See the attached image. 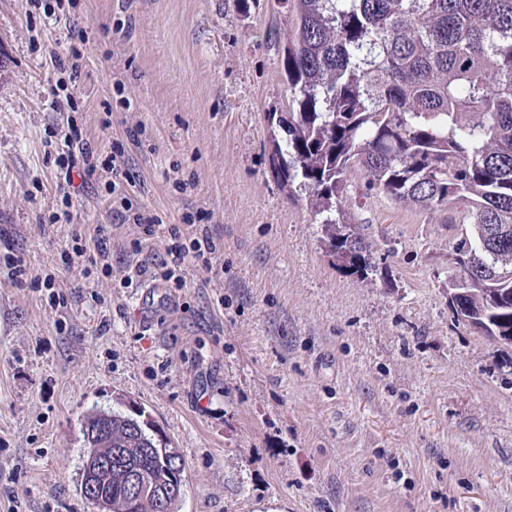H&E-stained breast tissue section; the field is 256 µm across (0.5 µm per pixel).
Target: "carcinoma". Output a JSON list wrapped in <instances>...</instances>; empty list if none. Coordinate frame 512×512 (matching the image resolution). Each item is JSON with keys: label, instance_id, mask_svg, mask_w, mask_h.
Wrapping results in <instances>:
<instances>
[{"label": "carcinoma", "instance_id": "1", "mask_svg": "<svg viewBox=\"0 0 512 512\" xmlns=\"http://www.w3.org/2000/svg\"><path fill=\"white\" fill-rule=\"evenodd\" d=\"M284 48L289 112L271 155L277 179L307 191L336 265L366 275L371 245L336 216L353 169L392 199L445 210L470 204L471 235L451 282L454 318L512 345V0H289ZM136 415H109L112 470L97 497L119 512L126 469L184 483L181 458Z\"/></svg>", "mask_w": 512, "mask_h": 512}]
</instances>
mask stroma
Here are the masks:
<instances>
[{"instance_id": "35a3bbf8", "label": "stroma", "mask_w": 512, "mask_h": 512, "mask_svg": "<svg viewBox=\"0 0 512 512\" xmlns=\"http://www.w3.org/2000/svg\"><path fill=\"white\" fill-rule=\"evenodd\" d=\"M54 4L0 0V512H97L81 423L133 408L185 462L176 512H512V346L448 306L467 202L421 209L353 171L344 218L375 269L349 275L272 171L282 0H69L46 17ZM74 30L88 40L59 107L49 53ZM69 121L102 153L124 141L135 208L212 213L213 271L190 258L185 287L155 281L164 240L133 252L109 173L58 192L52 132ZM102 224L111 274L64 264ZM8 253L67 306L16 284Z\"/></svg>"}]
</instances>
